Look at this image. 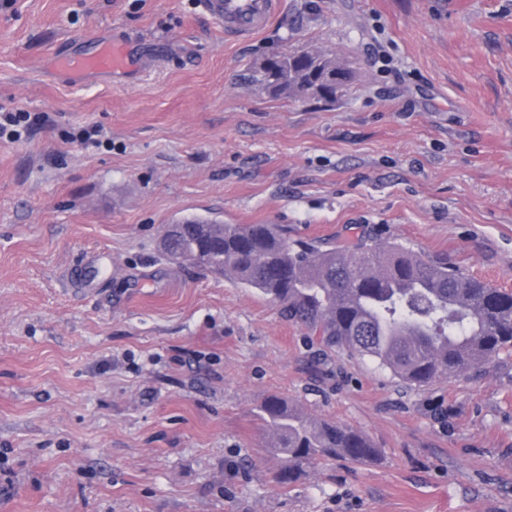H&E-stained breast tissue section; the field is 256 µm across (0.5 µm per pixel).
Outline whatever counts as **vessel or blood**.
<instances>
[{"mask_svg": "<svg viewBox=\"0 0 512 512\" xmlns=\"http://www.w3.org/2000/svg\"><path fill=\"white\" fill-rule=\"evenodd\" d=\"M202 6L223 24L227 37L241 39L268 26L276 11L277 0H202ZM121 62V53L105 46L95 55L67 59L65 70L71 74L109 73Z\"/></svg>", "mask_w": 512, "mask_h": 512, "instance_id": "vessel-or-blood-1", "label": "vessel or blood"}]
</instances>
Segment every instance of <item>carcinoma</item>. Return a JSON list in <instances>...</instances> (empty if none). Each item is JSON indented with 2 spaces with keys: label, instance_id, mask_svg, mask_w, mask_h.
<instances>
[{
  "label": "carcinoma",
  "instance_id": "1",
  "mask_svg": "<svg viewBox=\"0 0 512 512\" xmlns=\"http://www.w3.org/2000/svg\"><path fill=\"white\" fill-rule=\"evenodd\" d=\"M337 69L327 53L292 51L255 65L251 82L292 99L310 86L334 101L349 83L326 80ZM163 253L256 289L325 348L367 358L414 388L512 354V291L400 242L357 240L324 249L290 242L274 224L191 217L167 225ZM256 415L270 435L269 450L282 459L281 484L297 482L312 460L366 465L377 458L361 432L309 416L286 397L262 399Z\"/></svg>",
  "mask_w": 512,
  "mask_h": 512
}]
</instances>
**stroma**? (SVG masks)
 I'll return each mask as SVG.
<instances>
[{
  "label": "stroma",
  "mask_w": 512,
  "mask_h": 512,
  "mask_svg": "<svg viewBox=\"0 0 512 512\" xmlns=\"http://www.w3.org/2000/svg\"><path fill=\"white\" fill-rule=\"evenodd\" d=\"M107 42L122 70L60 72ZM309 48L355 73L335 102L246 83ZM0 110L43 117L0 143V512H512V357L409 388L161 247L279 224L512 290V0H280L234 41L201 0H0ZM269 395L377 462L280 485Z\"/></svg>",
  "instance_id": "35a3bbf8"
}]
</instances>
